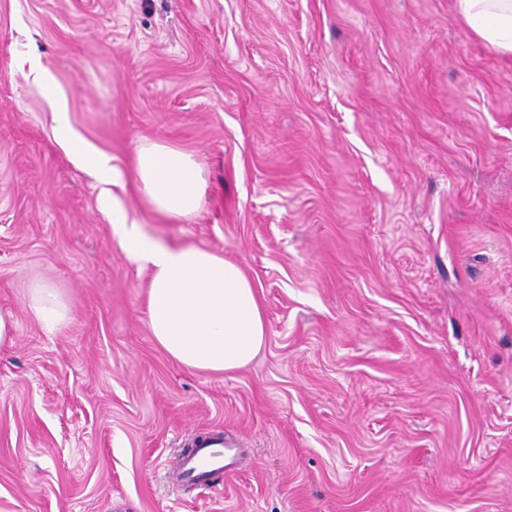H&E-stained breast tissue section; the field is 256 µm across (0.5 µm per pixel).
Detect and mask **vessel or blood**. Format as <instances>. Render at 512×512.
<instances>
[{"mask_svg": "<svg viewBox=\"0 0 512 512\" xmlns=\"http://www.w3.org/2000/svg\"><path fill=\"white\" fill-rule=\"evenodd\" d=\"M235 462L223 433H207L190 438L186 450L170 465V474L176 481L206 482L219 472H230Z\"/></svg>", "mask_w": 512, "mask_h": 512, "instance_id": "vessel-or-blood-1", "label": "vessel or blood"}]
</instances>
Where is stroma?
I'll return each instance as SVG.
<instances>
[{
    "label": "stroma",
    "mask_w": 512,
    "mask_h": 512,
    "mask_svg": "<svg viewBox=\"0 0 512 512\" xmlns=\"http://www.w3.org/2000/svg\"><path fill=\"white\" fill-rule=\"evenodd\" d=\"M147 142L201 165L197 215L143 207ZM105 191L242 267L251 364L156 344ZM0 313V512H512V58L452 0H0ZM219 431L241 463L174 489ZM26 304L47 334L54 335L67 327L68 304L57 288L44 282L34 283L29 288Z\"/></svg>",
    "instance_id": "35a3bbf8"
}]
</instances>
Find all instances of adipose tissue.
Listing matches in <instances>:
<instances>
[{"label":"adipose tissue","instance_id":"ef3b65f1","mask_svg":"<svg viewBox=\"0 0 512 512\" xmlns=\"http://www.w3.org/2000/svg\"><path fill=\"white\" fill-rule=\"evenodd\" d=\"M454 10L483 41L512 56V0H454ZM135 174L149 211L170 220L196 214L206 181L191 155L160 143L141 146ZM122 249L150 269L147 312L155 342L176 363L206 372L230 373L249 365L262 350L266 326L258 294L244 270L196 245L167 246L144 236L126 211L101 197ZM27 308L47 334L68 324L63 294L34 283Z\"/></svg>","mask_w":512,"mask_h":512}]
</instances>
